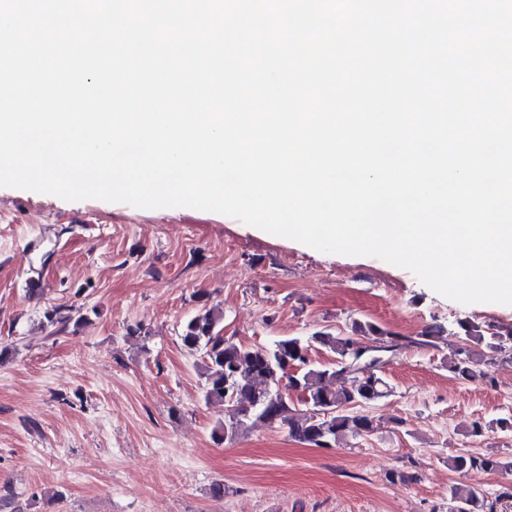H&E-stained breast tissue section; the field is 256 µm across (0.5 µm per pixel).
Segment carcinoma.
Masks as SVG:
<instances>
[{"label":"carcinoma","instance_id":"obj_1","mask_svg":"<svg viewBox=\"0 0 512 512\" xmlns=\"http://www.w3.org/2000/svg\"><path fill=\"white\" fill-rule=\"evenodd\" d=\"M47 324H80L87 320L82 307H54L44 312ZM463 340L472 339L490 352L501 348V334L484 333L481 326L461 325ZM361 336L373 337L376 344H388L399 350L406 346H435L447 340L440 325L430 326L416 336H403L372 321L354 319L350 332L330 328L307 337H288L269 347L254 348L224 336V311L218 305L205 307L187 319L181 329L182 346L191 354H200V377L206 402L224 406V419L212 430L214 439H224V425L235 427L240 436L258 424L280 422L288 425L289 435L303 443H312L327 434L329 447L345 439L362 437L375 431L373 417L359 411L385 397L392 387L381 370L364 372L355 361L364 352ZM314 349L334 355L328 366L310 361ZM484 360L473 357L471 350L453 346L448 371L463 380L487 378ZM299 396L291 401L279 393L283 377ZM458 472H512V462H502L494 454L462 452L449 459ZM450 500L454 512H497L498 500H489L469 486H454Z\"/></svg>","mask_w":512,"mask_h":512}]
</instances>
